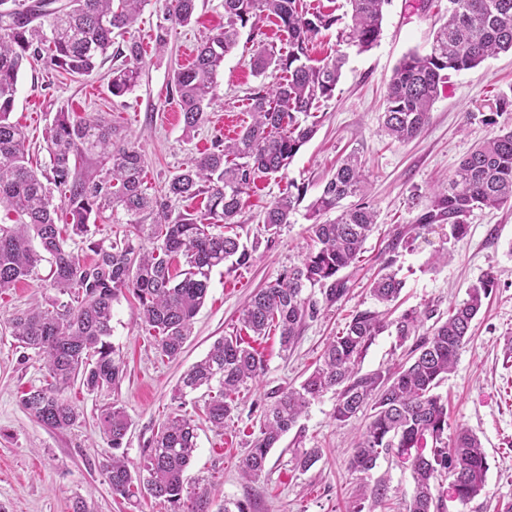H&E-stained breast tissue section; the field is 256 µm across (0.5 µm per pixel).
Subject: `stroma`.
Masks as SVG:
<instances>
[{
    "instance_id": "1",
    "label": "stroma",
    "mask_w": 512,
    "mask_h": 512,
    "mask_svg": "<svg viewBox=\"0 0 512 512\" xmlns=\"http://www.w3.org/2000/svg\"><path fill=\"white\" fill-rule=\"evenodd\" d=\"M448 9V0H389L382 34L367 52L338 42L336 29L324 31L310 52L313 61L343 53L347 62L332 99L318 111L317 131L288 167L285 176L258 178L239 217L237 232L252 253L247 266L213 269L205 302L195 318L193 333L179 357L161 356L153 336L135 320L136 302L127 294L113 304L110 341L124 365L117 387L93 394L81 386L65 393L84 416L66 432L45 428L19 402L21 393L46 383V373L34 354L17 348L6 325L12 313L35 299L52 296L45 279L49 263L37 278L20 283L0 296V506L6 512H71L75 495L92 502L95 512H171L149 496L129 502L114 496L99 463L110 454L96 424L100 410L123 407L131 421L122 451L140 464L152 439L169 418L184 415L197 425V448L187 471L185 503L197 493H208L213 507L247 501L251 512H405L413 491L410 462L380 457L375 469L362 474L349 470L346 458L365 418L338 424L333 418L334 392L314 400L297 425L270 450L262 475L249 481L241 461L258 435L262 412L275 390L298 385L312 372L323 348L342 331L351 315L376 309L370 283L385 260V247L395 226L416 222L425 212L442 181L455 171L473 146L490 135L493 126L483 120L493 96L512 95V52H503L480 66L451 74L432 106L421 134L394 142L382 128L387 84L398 61L407 53L429 52L433 33ZM166 13L165 0H146L134 36L143 48L142 80L131 93L112 96L108 89L111 63L80 77L62 75L42 63L24 65L18 80L11 118L25 126L29 152L38 163H48L44 136L60 109L72 112H108L124 133L137 137L146 159L144 181L152 193L184 169L217 138L235 137L251 121L249 97L254 89L277 80L280 70L255 74L253 51L259 45L287 52L276 19L244 29L238 46L224 58L214 97L204 121L185 133L171 75L191 64L197 44L222 31L223 0H198L196 20L173 26L168 49L156 50L157 26ZM358 151L368 173L367 200L377 224L364 244L358 267L343 270L349 293L335 305L321 303L316 316L306 319L291 350H282L279 332L257 337L243 333L238 322L250 295L274 281L288 267L299 264L310 242L311 221L305 207L286 225L275 242H268L262 219L288 180L307 188L305 199L320 196L337 159ZM468 233L454 239L447 225L436 224L409 247L399 249L395 267L405 281L404 307L429 309L447 315L462 302L468 288L486 272L497 285L472 323V338L462 350L455 370L439 392L448 401V427L476 433L484 446L488 472L481 495L463 504L448 486L435 490L442 512H505L512 504V204L477 209L466 218ZM450 252L449 262L440 253ZM242 336L264 356L267 370L248 384L236 410L217 431L203 414L206 390L175 400L183 373L203 359L223 336ZM318 448L321 458L308 470L294 466L297 452ZM386 485L385 497L373 492L377 481Z\"/></svg>"
}]
</instances>
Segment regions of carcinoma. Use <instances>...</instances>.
<instances>
[{
  "label": "carcinoma",
  "mask_w": 512,
  "mask_h": 512,
  "mask_svg": "<svg viewBox=\"0 0 512 512\" xmlns=\"http://www.w3.org/2000/svg\"><path fill=\"white\" fill-rule=\"evenodd\" d=\"M146 0H0V208L15 214L0 224V296L17 283L37 275L50 257L49 287L55 296L35 302L8 319L19 347L39 356L48 377L44 386L20 397L21 406L49 430L75 426L83 412L63 397L74 383L93 393L118 385L124 369L108 338L112 336V303L125 291L138 301L137 319L153 333L161 356L177 358L192 333L193 319L204 304L214 268L229 262L245 266L251 252L233 233L255 180L285 173L299 149L314 134L307 123L320 101L334 96L345 55L309 65V51L324 30L342 21L332 9L312 10L301 0H223L224 31L197 46L193 62L173 71L184 131H195L205 120L218 70L239 43L241 30L273 16L288 51L279 56L264 46L253 54V68L270 66L285 73L281 81L254 90L251 123L235 138L218 142L191 165L174 175L161 195L145 186V158L137 141L112 125L106 112L74 117L56 113L47 132L49 170L33 167L27 158L24 128L10 120L19 74L30 60L71 76L89 75L112 47L114 36L125 39L116 50L123 58L112 69L108 88L120 97L132 91L142 75L141 48L126 37L138 23ZM198 0H167L166 20L187 26ZM350 23L341 40L360 53L371 50L382 31L388 0H347ZM512 51V0H448L446 21L435 34L430 52L404 55L388 81L383 125L387 135L406 142L421 134L440 88L451 74L480 66L501 52ZM512 111V99L501 94L484 116ZM94 156L98 166L79 163ZM366 174L357 152L349 153L325 183L308 210L314 245L301 263L253 292L239 321L254 336L279 330L283 349L290 348L306 318L317 313V301L305 295L317 286L333 305L349 290L339 273L360 262L363 245L376 224V212L363 202L342 201L365 193ZM60 193L55 199L54 192ZM206 195L204 211L173 214L172 203ZM306 194L293 180L267 209L264 231L275 242L291 223ZM512 202V126L477 144L455 169L448 186L436 192L427 212L404 230L397 228L387 245L396 252L434 224H446L452 236L467 233L465 218L475 209L499 208ZM122 210L134 217L122 237L108 245L88 238L91 217ZM336 213L325 221L319 217ZM79 237L95 258L87 262L70 248ZM183 259V269L172 271ZM387 259L370 293L381 304L398 300L404 282ZM491 272L472 285L467 298L430 326L433 312L408 309L387 321L375 310L352 314L342 332L326 344L319 364L297 387L281 390L263 412L260 433L242 460L241 472L258 478L270 449L297 423L312 401L333 390L334 419L346 423L360 413L368 423L348 457L351 470L369 473L381 455L411 460L414 491L408 512H440L433 494L445 477L467 503L486 485L487 458L480 438L459 428L448 438V407L436 393L457 364L471 337V325L495 287ZM395 331L398 346L415 339L409 361L363 373L359 363L376 336ZM264 357L239 336L217 339L205 358L181 377L176 398L182 400L202 386L208 388L206 419L217 429L237 408L241 389L264 376ZM101 433L114 453L100 464L112 494L130 499L146 492L179 512L186 469L196 449L193 420L170 418L152 441L137 469L115 453L122 447L130 421L112 404L100 411ZM431 443L430 455L419 449Z\"/></svg>",
  "instance_id": "carcinoma-1"
}]
</instances>
